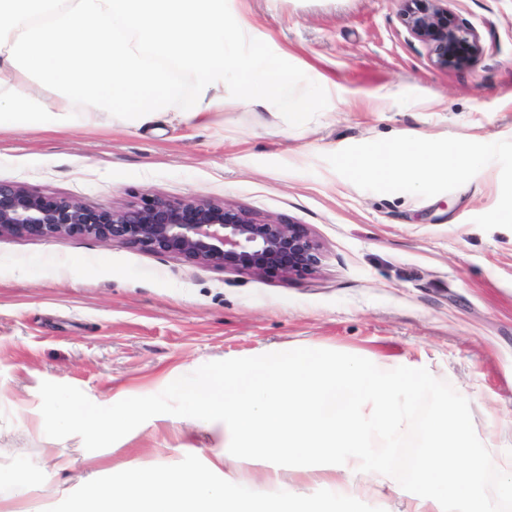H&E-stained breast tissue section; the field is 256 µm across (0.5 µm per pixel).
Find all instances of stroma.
Masks as SVG:
<instances>
[{"instance_id":"1","label":"stroma","mask_w":512,"mask_h":512,"mask_svg":"<svg viewBox=\"0 0 512 512\" xmlns=\"http://www.w3.org/2000/svg\"><path fill=\"white\" fill-rule=\"evenodd\" d=\"M434 6L478 34L466 64L438 66L401 0H224L228 51L318 99L302 126L241 108L231 71L205 126L104 111L0 131V181L93 209L204 198L303 225L322 254L257 277L90 236L0 237V485L34 487L0 492V512H70L62 491L132 462L221 482L224 425L190 387L272 352L426 356L420 414L458 407L477 442L512 449V0ZM412 133L468 159L451 179L347 164ZM78 400L112 413L110 441L45 424Z\"/></svg>"}]
</instances>
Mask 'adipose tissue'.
Here are the masks:
<instances>
[{
    "instance_id": "adipose-tissue-1",
    "label": "adipose tissue",
    "mask_w": 512,
    "mask_h": 512,
    "mask_svg": "<svg viewBox=\"0 0 512 512\" xmlns=\"http://www.w3.org/2000/svg\"><path fill=\"white\" fill-rule=\"evenodd\" d=\"M243 72L238 103L244 108L287 105L295 122L318 109L311 96L289 99L285 74L258 70L225 51L224 0H0V128L43 125L67 128L79 113L110 111L140 125L169 101L187 125H203L224 106V74ZM32 74L58 89L55 103L22 85ZM194 92L183 95L179 76ZM465 153L436 152L423 139L407 138L355 161L360 173L450 174ZM425 361L350 357L314 352L274 353L243 368L228 367L223 382L193 384L202 409L224 419V442L258 460V475L224 471L220 485L183 479L169 471L126 467L118 482L86 479L77 512H196L217 500L224 512H303L300 485L281 487L283 468L302 467L303 479L330 490L335 512H361L386 497L385 512H492L481 493L489 471L502 472L497 498L512 501V454L474 449L469 423L453 410L416 421L417 399L433 391ZM105 441L111 413L72 403L49 417ZM418 428V450L401 482L398 449ZM280 485L276 495L268 485Z\"/></svg>"
}]
</instances>
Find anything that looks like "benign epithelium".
Wrapping results in <instances>:
<instances>
[{
	"label": "benign epithelium",
	"instance_id": "benign-epithelium-1",
	"mask_svg": "<svg viewBox=\"0 0 512 512\" xmlns=\"http://www.w3.org/2000/svg\"><path fill=\"white\" fill-rule=\"evenodd\" d=\"M402 2L405 26L438 64L463 63L480 51L473 29L456 24L445 12L417 6L419 0ZM75 234L258 277L311 272L321 263L319 245L302 225L259 219L203 198L155 197L140 205L91 209L69 197H46L0 181V237Z\"/></svg>",
	"mask_w": 512,
	"mask_h": 512
}]
</instances>
